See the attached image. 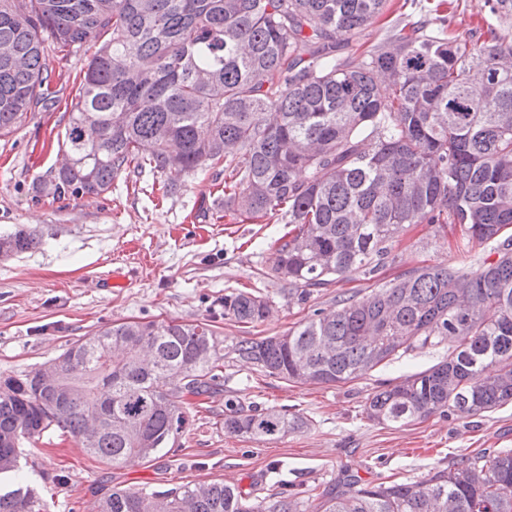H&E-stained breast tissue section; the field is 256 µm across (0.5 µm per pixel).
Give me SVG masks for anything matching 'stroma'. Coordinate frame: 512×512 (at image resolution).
I'll return each mask as SVG.
<instances>
[{"mask_svg": "<svg viewBox=\"0 0 512 512\" xmlns=\"http://www.w3.org/2000/svg\"><path fill=\"white\" fill-rule=\"evenodd\" d=\"M94 48L65 54L44 43V70L57 92L12 133L0 137V234L36 229L39 243L0 259V376L46 364L75 341L129 321L206 322L218 343L278 336L334 306L337 296H364L374 281L356 275L320 289L303 304L289 303L282 282L266 269L288 226L276 219L239 220L224 212V173L208 168L181 176V190L164 195L151 177L119 175L98 197L35 198L58 163L80 73ZM395 260L379 275L390 280L423 265L477 269L489 250L468 248L460 229L411 226L396 244ZM236 288L274 302L256 324L225 318L220 301ZM448 355L444 344L409 349L388 365L336 386L287 382L245 367H227L224 385L190 417L181 447L149 461L113 466L86 452L70 435L45 433L23 450V474L51 512H83L111 487H177L221 480L242 488L286 484L317 487L307 502L319 512L323 494L362 483L416 481L482 451L512 449V403L469 419L433 416L407 424H377L364 402L383 382L426 370ZM276 407L311 419L310 429L256 442L225 434L224 402Z\"/></svg>", "mask_w": 512, "mask_h": 512, "instance_id": "35a3bbf8", "label": "stroma"}]
</instances>
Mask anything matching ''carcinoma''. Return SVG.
I'll list each match as a JSON object with an SVG mask.
<instances>
[{
  "label": "carcinoma",
  "mask_w": 512,
  "mask_h": 512,
  "mask_svg": "<svg viewBox=\"0 0 512 512\" xmlns=\"http://www.w3.org/2000/svg\"><path fill=\"white\" fill-rule=\"evenodd\" d=\"M387 0H0V135L48 107L54 91L39 34L57 49L95 51L62 142L71 164L44 196H99L131 171L157 177L224 166V211L281 216L267 274L288 302L361 274L376 277L413 224H457L497 258L463 272L417 266L318 309L281 336L218 346L205 322H128L62 353L50 385L0 379V512H49L17 476L22 445L50 430L113 465L179 446L193 399L241 365L295 383L333 386L399 352L448 343V357L372 392L379 424L480 416L512 403V36L452 30L439 7L357 55ZM500 24L512 0H485ZM37 235L18 228L0 250ZM258 292L224 294V317L263 321ZM310 427L301 413L224 404V432L256 441ZM327 497L322 512H512V450L482 452L412 482ZM98 512H308L302 492L267 496L222 481L114 487Z\"/></svg>",
  "instance_id": "cac0c4a2"
}]
</instances>
